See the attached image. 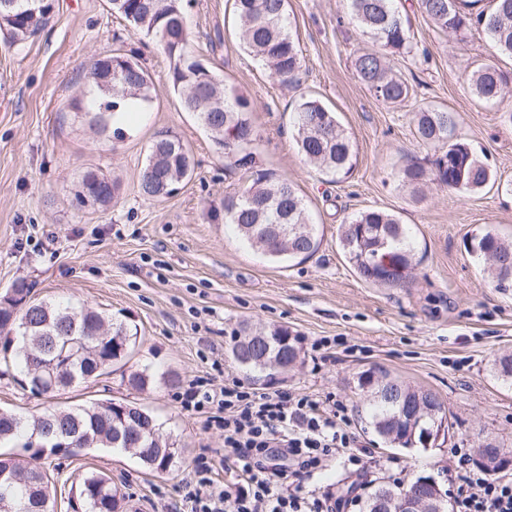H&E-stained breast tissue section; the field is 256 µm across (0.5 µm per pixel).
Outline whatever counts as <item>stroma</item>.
Here are the masks:
<instances>
[{
  "label": "stroma",
  "mask_w": 512,
  "mask_h": 512,
  "mask_svg": "<svg viewBox=\"0 0 512 512\" xmlns=\"http://www.w3.org/2000/svg\"><path fill=\"white\" fill-rule=\"evenodd\" d=\"M345 12L344 0H288L304 57L296 89L274 82L244 50L230 0H192L187 15L192 51L255 106L260 162L287 176L307 206L320 245L301 262L269 259L225 223L224 197L239 188L238 173L182 109L161 47L134 33L107 0H55L38 35L0 43V292L24 278L34 298L70 300L136 325L128 368L149 369L148 388L130 389L115 372L63 399L144 404L182 449L161 476L103 448L49 458L63 480L81 467L105 471L135 512H174L193 490L203 455L215 483H238L235 465L221 458L223 432L205 411L181 404L200 378L216 388L235 378L259 392L307 395L327 411L342 405L346 428L365 452L363 468L335 460L320 474L293 477L318 496L343 498L353 485L368 493L419 476L435 477L452 495L448 479L460 469L453 449L491 442L512 452V378L495 367L512 355V287H497L487 262L471 251L472 238L487 229L512 238V124L464 83L468 72L492 63L512 93V58L497 54L478 26L446 35L409 9L414 52L392 64L413 94L387 105L357 78L354 58L372 43L354 25L338 23ZM113 53L135 55L154 85L148 112L118 142L71 108L87 86L88 61ZM303 94L332 109L352 142L354 165L339 181L296 148L291 118ZM421 105L455 114L456 137L485 158L497 188L459 196L429 186L416 198L399 184L398 170L428 155L414 131ZM161 131L187 145L194 172L171 196L150 201L137 185ZM89 170L119 182L109 206L76 200ZM366 209L394 213L407 225L416 263L409 287L365 281L349 264L338 229ZM273 325L295 336L296 366L284 373L239 367L230 356L235 337ZM364 373L433 393L448 415L445 438L428 450L382 444L358 414L367 400ZM48 406L20 369L0 378L1 409L25 417Z\"/></svg>",
  "instance_id": "stroma-1"
}]
</instances>
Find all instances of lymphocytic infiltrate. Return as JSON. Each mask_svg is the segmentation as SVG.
<instances>
[{"label": "lymphocytic infiltrate", "mask_w": 512, "mask_h": 512, "mask_svg": "<svg viewBox=\"0 0 512 512\" xmlns=\"http://www.w3.org/2000/svg\"><path fill=\"white\" fill-rule=\"evenodd\" d=\"M184 407L212 409L210 418L224 432L225 460L236 463L247 490L213 484L208 460L196 465V486L183 512H334L327 499L287 483L289 473H313L346 456L356 465L355 440L341 425L339 410L325 412L309 396L257 392L238 380L214 389L198 381L182 395ZM455 512H512V480L487 470L461 474Z\"/></svg>", "instance_id": "f902f5d3"}]
</instances>
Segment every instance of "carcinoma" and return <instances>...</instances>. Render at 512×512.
Here are the masks:
<instances>
[{
  "instance_id": "carcinoma-1",
  "label": "carcinoma",
  "mask_w": 512,
  "mask_h": 512,
  "mask_svg": "<svg viewBox=\"0 0 512 512\" xmlns=\"http://www.w3.org/2000/svg\"><path fill=\"white\" fill-rule=\"evenodd\" d=\"M0 0V37L10 44L22 43L36 36L47 24L51 6L35 9L28 0H19L16 8ZM347 15L362 35L379 44L383 51L361 50L354 60L360 80L377 100L398 104L411 95V86L394 70L391 57L412 52L407 14L395 6V0H346ZM112 11L121 15L137 34L155 39L166 54L171 69L173 93L185 111L197 116L200 125L214 143L224 150L234 169L241 173L242 185L224 197V223L236 226L242 237L273 260L304 258L312 254L319 241L303 199L288 178L258 164L250 150L255 129L250 114L251 102L230 88L224 78L210 70L190 50L191 32L186 8L191 0H109ZM288 0H233L240 40L250 56L259 62L269 77L283 86H299L303 56L290 33ZM418 9L437 29L456 33L477 25L499 50L512 57V0H416ZM112 72V82L102 81ZM475 96L493 103L505 98L502 74L491 65L480 66L466 78ZM153 83L138 61L121 53L92 60L89 91L71 103L77 112L91 115L98 129L113 136H123L120 127L111 128L118 117L130 121L152 101ZM456 116L452 112L424 106L415 113V134L431 150L426 161L412 160L398 172L402 185L418 192L431 184L440 192L476 193L495 182L490 166L470 145L454 138ZM295 142L305 159L321 172L338 179L353 165L354 151L349 137L334 112L321 101L303 95L294 117ZM456 154L467 161L466 175L456 178L448 171V156ZM194 168L193 157L184 142L165 131L156 136L138 182V193L146 200L170 196L176 186L188 179ZM80 194L100 208L108 206L118 191V184L90 170L80 183ZM340 240L349 261L361 278L393 288L405 286L410 276L373 266L374 255L386 254L404 266L413 265L414 248L404 225L392 214L371 209L363 211L340 227ZM490 261L498 287L512 282V241L508 242L488 229L473 238V251ZM12 298L0 301V333L14 336L19 346L25 375L30 385L48 382L50 376L27 356L25 345L31 336L43 340L42 358L57 360L61 384L48 397L96 381L124 365L137 343L138 329L127 321L83 305L62 301L36 300L33 285L16 280ZM268 344L266 358L250 360L245 338L234 341L233 360L250 370L286 372L299 357L295 340L288 329L275 327L262 332ZM359 385L368 387L371 408L368 424L377 437L391 447L409 444L408 425H396L399 408L378 396L380 379L359 377ZM411 401L425 398L437 410V418L446 417L442 405L430 392L397 384ZM110 399L89 404L48 408L29 419L10 412H0V442L24 438L23 448L34 449L24 459L11 460L12 472L0 478V501L12 512H39L34 502L51 503L53 479L33 483L22 479L24 472L34 474L46 469L40 449L51 448L49 433L61 435L71 445L70 455L82 456L91 448L120 450L136 458L145 468L160 475L169 471L181 449L167 441L157 418L141 408L145 424L121 415ZM435 418V419H437ZM435 419L415 420L414 426L431 427ZM414 481L404 485L377 487L363 502V512H373V497L378 493L399 498L412 491ZM83 512H127L126 497L112 486V477L99 470H87L71 484Z\"/></svg>"
}]
</instances>
